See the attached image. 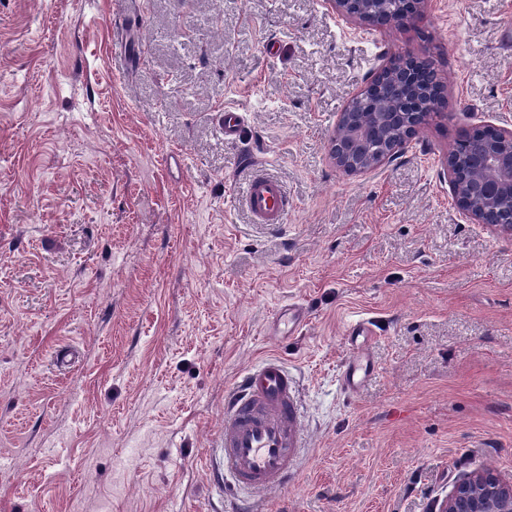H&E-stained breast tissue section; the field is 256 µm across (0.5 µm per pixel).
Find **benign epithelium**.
Here are the masks:
<instances>
[{
  "label": "benign epithelium",
  "mask_w": 512,
  "mask_h": 512,
  "mask_svg": "<svg viewBox=\"0 0 512 512\" xmlns=\"http://www.w3.org/2000/svg\"><path fill=\"white\" fill-rule=\"evenodd\" d=\"M430 0H326L342 19L371 28L380 15L387 26L415 25ZM431 58L410 50L388 53L358 97L371 96L385 77L392 78L387 101L367 114L343 110L330 138L336 166L351 174L370 171L405 153L417 131L439 116L433 111L431 86L419 82V71L431 69ZM492 137L472 157L448 148L446 170L457 210L475 224L497 217L496 227L512 232V128L492 127ZM438 512H512V479L489 470L458 476L451 492L437 503Z\"/></svg>",
  "instance_id": "obj_1"
}]
</instances>
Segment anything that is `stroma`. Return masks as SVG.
Returning <instances> with one entry per match:
<instances>
[{
    "label": "stroma",
    "mask_w": 512,
    "mask_h": 512,
    "mask_svg": "<svg viewBox=\"0 0 512 512\" xmlns=\"http://www.w3.org/2000/svg\"><path fill=\"white\" fill-rule=\"evenodd\" d=\"M401 48L445 115L346 173L337 115ZM510 125L512 0L406 30L324 0H0V512H227L224 392L267 356L309 442L260 512H434L458 473L512 478V233L462 217L445 169ZM258 172L280 226L233 202ZM369 330L364 321H356L350 326V337L354 338L356 350L348 361L342 366L339 374V381L342 388L348 393H356L362 386L366 378L371 374L369 367V360L363 352L362 348L357 344L359 338H362V343L368 340Z\"/></svg>",
    "instance_id": "obj_1"
}]
</instances>
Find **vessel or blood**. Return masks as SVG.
Returning <instances> with one entry per match:
<instances>
[{
  "label": "vessel or blood",
  "instance_id": "1",
  "mask_svg": "<svg viewBox=\"0 0 512 512\" xmlns=\"http://www.w3.org/2000/svg\"><path fill=\"white\" fill-rule=\"evenodd\" d=\"M238 202L262 224L284 223L288 213L282 185L264 175L248 181ZM370 373L369 360L359 349L343 365L339 381L354 393ZM304 438L296 381L279 358L250 368L227 391L217 441L220 464L235 488L261 496L288 485Z\"/></svg>",
  "mask_w": 512,
  "mask_h": 512
}]
</instances>
